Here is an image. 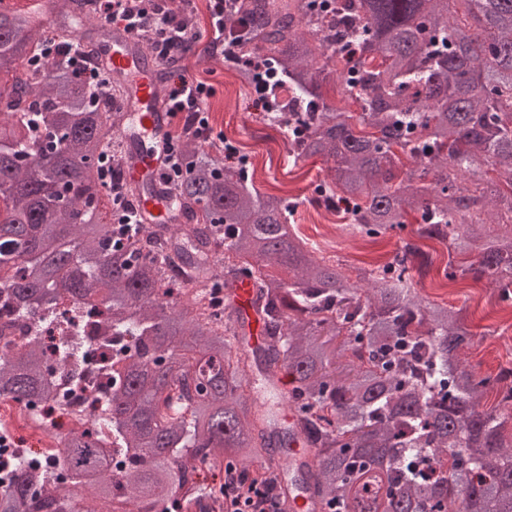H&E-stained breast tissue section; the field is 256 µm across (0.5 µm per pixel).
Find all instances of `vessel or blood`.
<instances>
[{
    "label": "vessel or blood",
    "mask_w": 512,
    "mask_h": 512,
    "mask_svg": "<svg viewBox=\"0 0 512 512\" xmlns=\"http://www.w3.org/2000/svg\"><path fill=\"white\" fill-rule=\"evenodd\" d=\"M101 68L118 76L125 89L123 110L126 125L121 132L128 152L124 161L127 180L138 185L147 181L150 192L141 194L137 202L139 215L153 222H167L175 209L173 200L161 190V175L168 156L167 139L173 118L157 101L160 92L156 66L137 49L134 37L124 30H114L110 41L100 47ZM232 304L249 346L261 343L262 323L254 305L253 282L243 277L230 290Z\"/></svg>",
    "instance_id": "vessel-or-blood-1"
}]
</instances>
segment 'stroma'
Listing matches in <instances>:
<instances>
[{
    "label": "stroma",
    "instance_id": "1",
    "mask_svg": "<svg viewBox=\"0 0 512 512\" xmlns=\"http://www.w3.org/2000/svg\"><path fill=\"white\" fill-rule=\"evenodd\" d=\"M186 65L190 74L208 80L215 88L208 103L215 132L244 149L247 167L253 170V182L260 191L295 202V223L302 236L320 246L322 256L350 266H378L393 257L402 239L410 237L407 228L383 237L343 235L337 216L318 206L319 184L327 176L325 163L313 158L300 167H289L281 133L261 120L252 107L249 89L236 81L227 64L212 66L192 57ZM423 294L432 301L466 308L474 343L465 356L476 371L493 376L500 369L512 368V325L499 320L504 304L488 281L468 278L446 288L429 285Z\"/></svg>",
    "mask_w": 512,
    "mask_h": 512
}]
</instances>
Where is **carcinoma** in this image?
Masks as SVG:
<instances>
[{
    "label": "carcinoma",
    "mask_w": 512,
    "mask_h": 512,
    "mask_svg": "<svg viewBox=\"0 0 512 512\" xmlns=\"http://www.w3.org/2000/svg\"><path fill=\"white\" fill-rule=\"evenodd\" d=\"M90 2L0 11V272L17 269L0 321H34L61 296L102 305L112 366L89 404L105 396L106 413L98 436L55 435L38 475L26 455L0 460V512H218L227 485L266 482L279 512L299 484L311 512H512V387H499L512 369L466 364L465 313L423 301L431 260L414 242L353 277L297 234L295 205L186 132L170 223L107 238L110 190L92 170L124 115L90 96L65 52L78 39L92 57L112 37ZM224 22L241 31L235 53L285 85L264 120L288 164H329L320 191L341 230L380 236L411 218L417 237L448 245L449 278L485 277L512 301V0H337L328 13L233 0ZM49 40L60 53L30 65ZM331 82L358 111L327 102ZM243 274L263 319L254 349L229 301L219 317L201 293ZM80 345L55 364L82 365ZM50 360L36 336L1 354L0 399L57 395ZM281 375L290 425L260 395ZM299 439L313 465L283 481Z\"/></svg>",
    "instance_id": "carcinoma-1"
}]
</instances>
